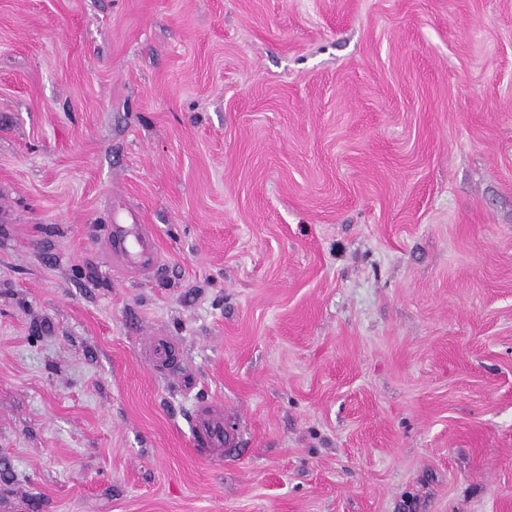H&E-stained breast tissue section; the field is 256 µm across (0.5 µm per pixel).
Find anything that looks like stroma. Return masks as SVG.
Instances as JSON below:
<instances>
[{
  "instance_id": "stroma-1",
  "label": "stroma",
  "mask_w": 512,
  "mask_h": 512,
  "mask_svg": "<svg viewBox=\"0 0 512 512\" xmlns=\"http://www.w3.org/2000/svg\"><path fill=\"white\" fill-rule=\"evenodd\" d=\"M0 512H512V0H0ZM112 257L127 268L149 270L157 260L154 239L142 224L112 225ZM142 351L157 367L170 370L177 363L179 349L167 336H153L142 347ZM197 445L207 449L224 451L231 448L235 439L224 432V416L207 408H199L191 418Z\"/></svg>"
}]
</instances>
